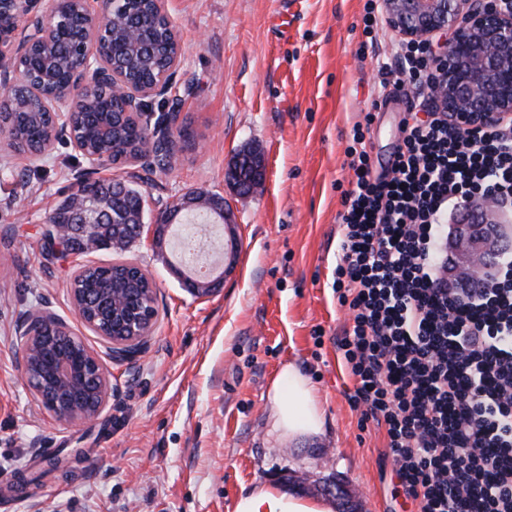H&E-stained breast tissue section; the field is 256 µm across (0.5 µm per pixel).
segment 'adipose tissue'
I'll list each match as a JSON object with an SVG mask.
<instances>
[{"mask_svg": "<svg viewBox=\"0 0 512 512\" xmlns=\"http://www.w3.org/2000/svg\"><path fill=\"white\" fill-rule=\"evenodd\" d=\"M269 400L273 428L282 438L320 432L322 409L310 381L296 366L283 368ZM233 512H333V505L289 494L274 484H260L236 499Z\"/></svg>", "mask_w": 512, "mask_h": 512, "instance_id": "1", "label": "adipose tissue"}]
</instances>
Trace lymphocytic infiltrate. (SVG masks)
<instances>
[{"instance_id":"f902f5d3","label":"lymphocytic infiltrate","mask_w":512,"mask_h":512,"mask_svg":"<svg viewBox=\"0 0 512 512\" xmlns=\"http://www.w3.org/2000/svg\"><path fill=\"white\" fill-rule=\"evenodd\" d=\"M432 71L410 43L378 69L380 85L414 90L387 174L362 124L345 150L336 349L414 512H512V256L452 283L441 237L473 196L512 207V118L461 128L436 110Z\"/></svg>"}]
</instances>
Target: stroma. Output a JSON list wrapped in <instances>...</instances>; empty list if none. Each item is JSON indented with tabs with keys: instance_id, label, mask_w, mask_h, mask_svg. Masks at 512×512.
<instances>
[{
	"instance_id": "stroma-1",
	"label": "stroma",
	"mask_w": 512,
	"mask_h": 512,
	"mask_svg": "<svg viewBox=\"0 0 512 512\" xmlns=\"http://www.w3.org/2000/svg\"><path fill=\"white\" fill-rule=\"evenodd\" d=\"M365 2L167 0L189 138L150 181L134 179L132 160L99 175L131 182L151 218L190 191L223 195L237 258L219 291H186L172 268L187 214L162 251L147 225L123 253L91 254L135 262L154 283L158 317L143 356L107 362L109 396L90 427L52 422L16 364V327L39 309L106 351L68 294L78 256L42 252L46 212L86 162L65 139L22 157L0 138V512H232L256 485L314 498L328 480L347 486L361 512H411L394 490L384 428L360 427L348 403L353 380L336 350L346 322L332 290L345 149L354 124L371 117V157L385 172L406 109L402 96L368 108L379 62L402 42L380 26L378 52L358 57ZM244 148L263 172L247 194L230 177ZM290 363L311 380L324 424L288 442L273 429L268 398Z\"/></svg>"
}]
</instances>
